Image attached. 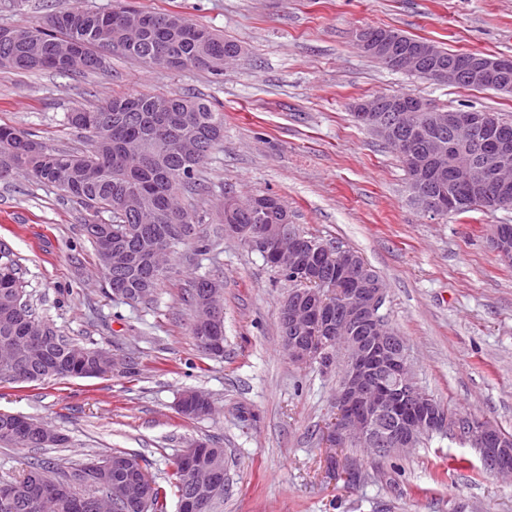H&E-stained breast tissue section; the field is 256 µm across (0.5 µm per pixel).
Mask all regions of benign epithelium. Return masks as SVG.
I'll return each mask as SVG.
<instances>
[{
	"label": "benign epithelium",
	"instance_id": "1",
	"mask_svg": "<svg viewBox=\"0 0 512 512\" xmlns=\"http://www.w3.org/2000/svg\"><path fill=\"white\" fill-rule=\"evenodd\" d=\"M367 51L395 59V66L413 75L433 74L437 81L457 85L470 83L495 85L512 91V59L492 58L473 52L466 59L442 62L433 45L417 43L402 51L390 33L360 42ZM388 111L379 114L369 100L358 104V120L370 125L374 134L399 146L405 164L422 173L427 162L416 149L415 134L421 127V113L431 112L426 102L407 93L387 97ZM435 124L448 126L456 147L468 154L503 151L512 145L508 130L497 126L494 117L477 111H450L435 116ZM236 198L224 197V230L248 248L260 241L255 228L234 223ZM424 211L450 213L456 209L453 198L433 191L419 199ZM279 234L273 241L270 257L281 270L306 279L312 258L318 251L303 241L286 225L288 211L280 209ZM336 283L341 285L338 298L327 301L320 293L305 288L284 299L279 320L284 329L282 344L288 358L296 364L319 360L326 337L336 333L343 353L342 376L334 395L336 421L327 435L332 447L349 443L375 442L390 448V454L414 447L420 436L446 432L463 436L482 449L481 460L491 473L512 472V437L491 424H474L465 415L448 420L441 407L416 383L406 344H392L391 332L382 329V310L387 293L382 284L362 268L352 253L336 248ZM224 318L219 302V284H209L196 307V322L220 325ZM194 449L181 453L192 496L179 501V512H194L199 492L218 483L217 468L195 470L189 466Z\"/></svg>",
	"mask_w": 512,
	"mask_h": 512
}]
</instances>
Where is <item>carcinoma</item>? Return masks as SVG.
Returning <instances> with one entry per match:
<instances>
[{
  "mask_svg": "<svg viewBox=\"0 0 512 512\" xmlns=\"http://www.w3.org/2000/svg\"><path fill=\"white\" fill-rule=\"evenodd\" d=\"M13 39L0 40V68L16 71L51 70L58 74L87 73L104 67L102 51L120 49L146 64L171 70L205 69L216 75L224 70V57H236L239 45L208 28L174 13L144 12L119 6L109 11L83 10L74 4L56 8L33 26L9 29ZM65 121L87 135L88 149L71 153L52 149L31 134L0 125V180L19 173L56 187L63 196L89 213L83 231L96 251L109 289L122 288L137 296L142 288L155 293L159 283L173 274L153 264L159 249L174 252L185 240L176 225L202 223V217L178 203V192L198 187V173L224 137V113L199 97L165 94H127L91 107L66 113ZM448 129L431 128L417 148L427 151L436 140H448ZM483 182L471 189L473 198L459 212L470 209L498 210L495 199L498 171L512 169V149L503 154L479 158ZM136 201L140 214L124 225L117 224L114 209L125 199ZM267 204L258 207L251 197L236 212V223L259 224L268 232L275 228L271 212L280 198L265 194ZM109 212V224L119 230L105 240L98 234L99 215ZM128 258L126 267L116 271L112 254ZM294 288L307 287L331 292L336 272L322 267V282L304 285L279 272ZM55 337L38 349L19 350L13 367L23 382L82 376L93 364L105 374L112 353L99 347H85L65 336L50 322L36 316L27 300L25 281L10 252L0 253V343L18 342L30 335L32 322ZM52 430L34 419L18 420L0 413V445L37 450L58 448L65 438L46 439ZM127 467L89 470L65 462L31 458L18 483L24 492L12 512H30L29 499L42 498L39 512H94L92 502L100 495L120 489L119 512H131L126 503L147 496L149 512H167L168 494L180 498L188 493L184 469L176 466L166 484L152 480L137 456L115 451ZM199 468L224 467V448L213 442L195 457ZM224 500V485L207 490L199 501V512H216Z\"/></svg>",
  "mask_w": 512,
  "mask_h": 512,
  "instance_id": "cac0c4a2",
  "label": "carcinoma"
}]
</instances>
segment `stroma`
Segmentation results:
<instances>
[{"label":"stroma","instance_id":"1","mask_svg":"<svg viewBox=\"0 0 512 512\" xmlns=\"http://www.w3.org/2000/svg\"><path fill=\"white\" fill-rule=\"evenodd\" d=\"M144 11L188 16L236 41L220 76L169 70L115 52L105 68L64 76L0 69V125L47 146L80 152L84 134L66 112L113 96H198L224 114V141L202 170L204 195L181 196L203 222L196 243L172 256L176 271L152 303L109 295L88 218L60 191L19 174L0 181V248L12 253L38 315L87 347L109 350L111 373L45 383L0 381V412L52 426L67 439L51 458L81 465L121 450L163 481L199 440L224 449L220 512H512V474L484 472L474 448L436 433L373 466L356 452L361 482L326 435L339 371L293 364L279 313L290 284L222 230L225 193H272L301 231L356 250L383 279V313L403 336L416 380L444 406L512 435V262L490 243L512 209L430 217L406 188L397 154L355 117L359 101L413 94L440 110L512 116V93L412 77L362 53L358 29L390 27L451 51L512 57V0H131ZM61 0H0V28L36 24ZM206 277L222 288L224 353L190 334L187 291ZM187 390L210 416L178 410Z\"/></svg>","mask_w":512,"mask_h":512}]
</instances>
